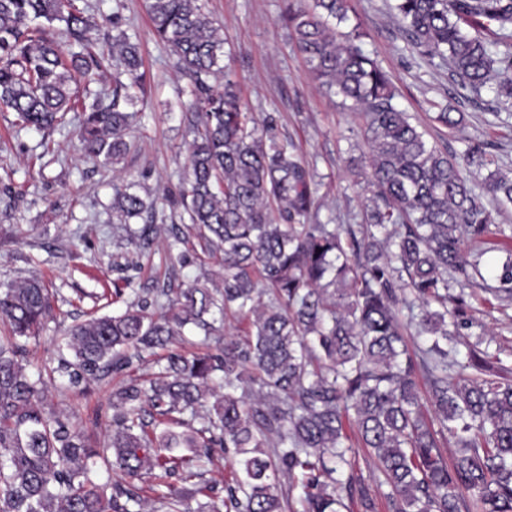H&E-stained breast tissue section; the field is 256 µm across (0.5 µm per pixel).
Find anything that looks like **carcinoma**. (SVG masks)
<instances>
[{"label": "carcinoma", "mask_w": 512, "mask_h": 512, "mask_svg": "<svg viewBox=\"0 0 512 512\" xmlns=\"http://www.w3.org/2000/svg\"><path fill=\"white\" fill-rule=\"evenodd\" d=\"M158 41L191 81L188 163L177 203L196 243L182 267L207 258L219 284L172 276L153 288L115 287L124 311L69 327L52 364L32 375L20 339L38 335L53 307L35 278L0 282V512H190L179 485L206 499L198 512H377L364 480L336 474L360 448L374 462L389 512H512V380L485 377L486 352L457 359L471 322L465 287L512 302V234L477 250L512 205V177L488 144L460 157L428 139L400 109L389 74L347 32V0H288L281 15L310 71L360 111L370 148L361 223L311 221L314 175L275 119L248 111L219 65L224 36L200 0H144ZM389 11L414 52L448 64L456 88H489L512 104V0H394ZM62 24L66 52L50 34ZM112 11V49L76 0H0V109L52 131L81 114L91 159L118 164L144 73L139 46ZM112 64L111 95L86 101L80 83ZM224 73V86L211 77ZM455 132L464 114L431 103ZM134 252L163 230L155 201L127 188L112 197ZM141 219L138 231L130 221ZM506 252L490 286L483 256ZM412 312L407 321L398 307ZM235 318L241 336L215 323ZM206 350L172 349L185 330ZM166 354L161 355L159 351ZM154 358L157 370L133 375ZM122 375L90 442L45 399L48 385L84 393ZM428 387L425 409L420 385ZM233 454L232 478L206 480L214 449ZM99 466L119 479L98 485Z\"/></svg>", "instance_id": "carcinoma-1"}]
</instances>
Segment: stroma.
Segmentation results:
<instances>
[{
  "instance_id": "1",
  "label": "stroma",
  "mask_w": 512,
  "mask_h": 512,
  "mask_svg": "<svg viewBox=\"0 0 512 512\" xmlns=\"http://www.w3.org/2000/svg\"><path fill=\"white\" fill-rule=\"evenodd\" d=\"M118 1L124 4L125 28L140 47L146 72L143 100L130 134L132 146L120 164L112 167L83 157L75 148L74 126L45 138L20 128L14 113L0 112V281L36 277L57 299L52 316L27 344L32 373L50 361L73 322L119 312V305L112 302L114 286L148 288L172 273L184 281L204 282L215 272L210 264L180 267L177 258L191 245L175 243L168 233L145 254H133L112 214L115 187L131 183L155 199L157 223L186 224L187 217L173 198L184 177L191 139L185 119L190 80L154 38L144 0H90L105 15ZM202 4L224 33L232 52L226 64L242 86L248 109L260 118L274 116L282 137L293 140L313 169L319 221L350 223L367 198L356 183L370 156L363 122L341 106L339 97L320 88L292 32L280 20L285 0ZM349 16L365 33L364 50L390 75L401 109L423 123H429L434 100L454 103L464 112V128L451 136L429 123L432 139L452 153L461 152L466 139L486 141L503 169H512L511 105L497 103L486 89L475 104L458 98L447 66L413 54L385 0H350ZM470 294L474 324L460 339V355H467L481 335L501 348L499 360L489 363L491 370L512 368V305L500 306L477 287ZM113 385L109 378L84 394L52 386L47 401L95 438L103 433L95 414L106 406Z\"/></svg>"
}]
</instances>
